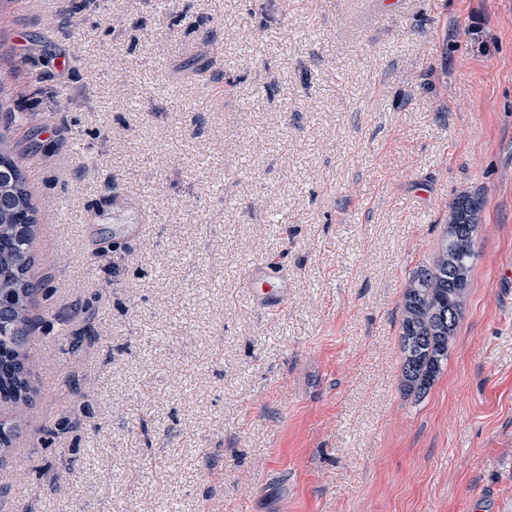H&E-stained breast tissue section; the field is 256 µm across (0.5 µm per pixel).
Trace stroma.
Here are the masks:
<instances>
[{
    "label": "stroma",
    "mask_w": 512,
    "mask_h": 512,
    "mask_svg": "<svg viewBox=\"0 0 512 512\" xmlns=\"http://www.w3.org/2000/svg\"><path fill=\"white\" fill-rule=\"evenodd\" d=\"M400 2L0 0L38 225L0 512H512V0ZM464 192L479 256L419 397L401 301ZM116 195L147 220L117 251ZM247 284L250 288H261L259 300L267 307L280 308L288 301V274L277 263L265 261L253 263L247 272Z\"/></svg>",
    "instance_id": "1"
}]
</instances>
